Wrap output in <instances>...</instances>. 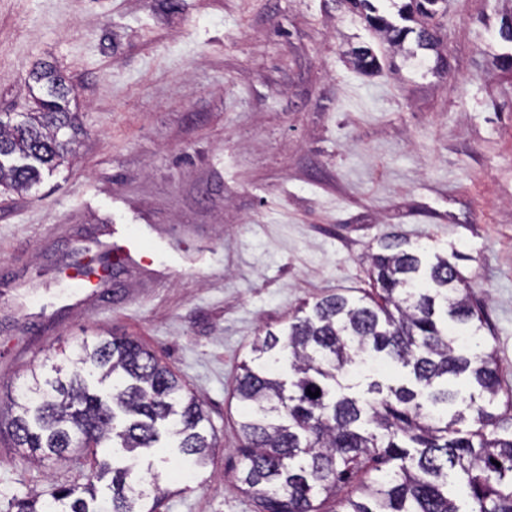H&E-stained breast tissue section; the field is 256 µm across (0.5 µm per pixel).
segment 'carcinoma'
<instances>
[{"label":"carcinoma","instance_id":"carcinoma-1","mask_svg":"<svg viewBox=\"0 0 512 512\" xmlns=\"http://www.w3.org/2000/svg\"><path fill=\"white\" fill-rule=\"evenodd\" d=\"M446 0H408L420 18L415 41L432 49V25ZM370 22L393 46L408 34L381 17ZM33 106L0 113V190H29L75 152L82 132L70 109L73 88L50 64L31 70ZM379 292L352 300L333 294L310 313H294L280 335L268 332L255 356L239 365L234 397L243 442L240 490L257 512H321L337 490L339 512H512V400L492 411L502 393L488 329L468 284L446 258L422 269L417 251L391 240L370 256ZM383 358L407 371L385 384L374 368ZM288 363V378L280 372ZM72 369L32 381L0 430L14 447L41 461L78 459L80 443L112 447L134 459L165 436L182 459L203 465L216 447L198 399L172 368L127 336L78 344ZM367 381L362 395L351 390ZM320 392L316 398L308 392ZM112 475L106 512H154L132 467L93 460L86 483L34 493L17 512H89L85 496Z\"/></svg>","mask_w":512,"mask_h":512}]
</instances>
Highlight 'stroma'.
I'll return each instance as SVG.
<instances>
[{"label": "stroma", "mask_w": 512, "mask_h": 512, "mask_svg": "<svg viewBox=\"0 0 512 512\" xmlns=\"http://www.w3.org/2000/svg\"><path fill=\"white\" fill-rule=\"evenodd\" d=\"M510 20L512 0H448L420 69L414 36L390 51L345 0H0V113L31 109L28 74L48 63L86 130L31 191L0 192V392L81 340L135 338L217 438L187 473L176 449L142 451L157 512H254L234 485L239 364L291 312L370 292L392 237L456 264L512 388ZM355 47L373 71L349 64ZM110 224L195 262L113 268L74 313L64 269ZM84 473L2 436L0 510Z\"/></svg>", "instance_id": "obj_1"}]
</instances>
